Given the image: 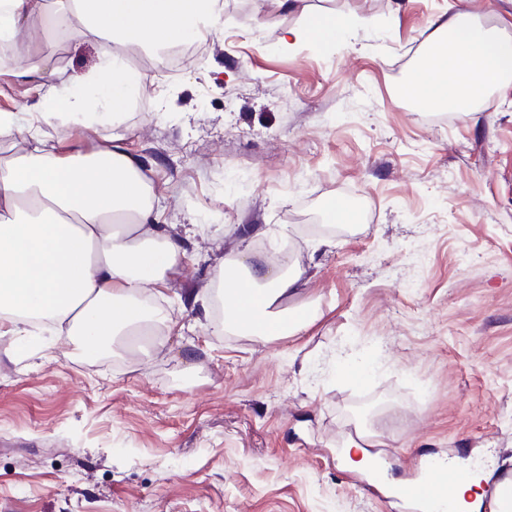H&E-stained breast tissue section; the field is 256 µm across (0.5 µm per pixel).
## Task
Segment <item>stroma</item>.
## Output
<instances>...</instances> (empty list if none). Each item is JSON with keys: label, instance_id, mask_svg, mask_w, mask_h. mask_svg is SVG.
I'll use <instances>...</instances> for the list:
<instances>
[{"label": "stroma", "instance_id": "obj_1", "mask_svg": "<svg viewBox=\"0 0 512 512\" xmlns=\"http://www.w3.org/2000/svg\"><path fill=\"white\" fill-rule=\"evenodd\" d=\"M306 3L373 25L288 51L300 11L262 24L257 0H224L222 32L147 68L96 133L45 126L89 149L122 137L182 254L150 355L64 336L43 358L0 336V512H413L384 492L408 459L512 470V83L473 116L406 103L449 0ZM464 6L512 36V0ZM33 55L78 78L98 47L62 29ZM13 67L0 54V108L19 112L41 93ZM333 198L353 223L306 233ZM245 250L302 270L306 330L213 332L216 268ZM358 426L384 488L342 456Z\"/></svg>", "mask_w": 512, "mask_h": 512}]
</instances>
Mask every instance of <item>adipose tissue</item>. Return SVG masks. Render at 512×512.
Instances as JSON below:
<instances>
[{
    "instance_id": "1",
    "label": "adipose tissue",
    "mask_w": 512,
    "mask_h": 512,
    "mask_svg": "<svg viewBox=\"0 0 512 512\" xmlns=\"http://www.w3.org/2000/svg\"><path fill=\"white\" fill-rule=\"evenodd\" d=\"M46 29H76L98 46L95 70L80 80L44 57L15 75L42 90L43 106L0 111V144L26 131L27 150L0 160V335L20 341L51 333L82 337L86 352L107 338L148 336L166 312L149 305L161 276L173 268L181 246L166 225L151 221L150 186L122 137L103 148L81 140L60 145L41 128L58 119L83 123L95 87L113 109L138 90L143 73L126 62L128 50L160 54L203 33L219 32L223 0H0V44L24 53L30 19ZM365 17L311 12L284 30L286 48L310 41L335 43L350 29L370 26ZM425 62L405 79L401 98L434 109L473 111L492 86L512 81V37L484 28L459 10L440 18ZM301 271L279 270L250 252L222 263L217 295L231 313L215 333L232 328L261 339L287 338L316 318L311 307L280 315L293 299Z\"/></svg>"
}]
</instances>
